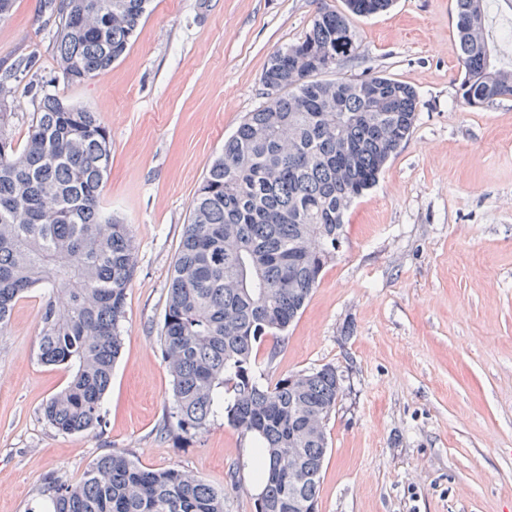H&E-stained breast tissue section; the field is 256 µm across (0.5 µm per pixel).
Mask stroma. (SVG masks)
Here are the masks:
<instances>
[{
	"instance_id": "stroma-1",
	"label": "stroma",
	"mask_w": 512,
	"mask_h": 512,
	"mask_svg": "<svg viewBox=\"0 0 512 512\" xmlns=\"http://www.w3.org/2000/svg\"><path fill=\"white\" fill-rule=\"evenodd\" d=\"M324 3L343 6L152 0L126 55L76 86L54 78L59 19L41 0H15L0 21V72L34 59V80L109 128L103 204L135 243L102 429L66 435L44 419L71 371L38 359L42 290L17 302L0 336V512H39L48 477L78 482L115 450L223 489L224 512H256L250 439L221 418L190 438L160 435L172 378L158 333L209 163L265 102L269 57ZM352 24L358 57L337 76L409 83L417 120L348 212L335 259L265 373L330 364L344 376L318 512H512V97L481 108L457 99L455 0H394Z\"/></svg>"
}]
</instances>
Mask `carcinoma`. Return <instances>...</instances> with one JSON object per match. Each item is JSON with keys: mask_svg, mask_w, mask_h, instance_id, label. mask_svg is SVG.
Returning a JSON list of instances; mask_svg holds the SVG:
<instances>
[{"mask_svg": "<svg viewBox=\"0 0 512 512\" xmlns=\"http://www.w3.org/2000/svg\"><path fill=\"white\" fill-rule=\"evenodd\" d=\"M392 0L322 6L298 41L270 57L267 100L224 141L193 201L168 286L160 334L172 377L162 431L193 436L218 416L255 444L256 512H317L327 433L343 397L333 365L275 380L259 370L261 344L284 338L343 236L344 215L373 188L416 120L418 95L387 75L323 79L357 55L350 24ZM150 0H45L58 11L59 77L69 85L109 70L129 49ZM461 49L457 96L480 107L512 96L489 0H455ZM35 61L0 75V335L15 304L48 290L38 358L72 370L44 404L47 422L75 434L104 425L102 401L122 348L134 273L127 225L102 204L112 140L98 113L36 92L25 140L11 131L13 83ZM311 479L288 510V449ZM49 512H224V490L178 468L151 470L127 452L105 454L82 481L48 482Z\"/></svg>", "mask_w": 512, "mask_h": 512, "instance_id": "1", "label": "carcinoma"}]
</instances>
